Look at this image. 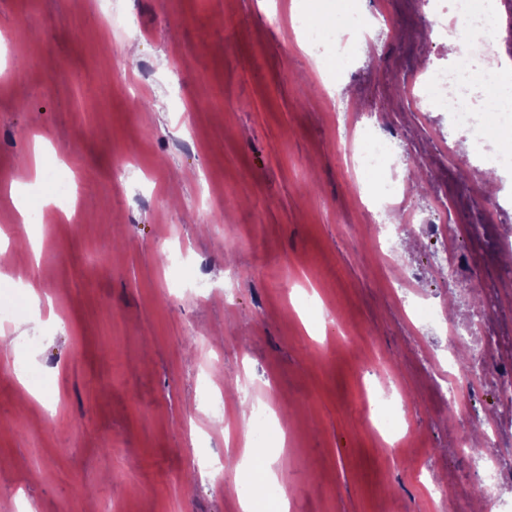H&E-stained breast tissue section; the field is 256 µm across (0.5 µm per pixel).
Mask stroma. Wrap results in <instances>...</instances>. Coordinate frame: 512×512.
Segmentation results:
<instances>
[{
    "label": "stroma",
    "instance_id": "1",
    "mask_svg": "<svg viewBox=\"0 0 512 512\" xmlns=\"http://www.w3.org/2000/svg\"><path fill=\"white\" fill-rule=\"evenodd\" d=\"M323 0H0V33L19 38L0 58V232L36 240L10 247L5 272L33 284L53 321L6 325L0 353V512L27 500L34 512H236L234 467L201 469L222 455L236 402L209 409L206 384L254 382L253 397L292 416L264 448L290 512H448L427 502L417 475L449 467L472 490L483 459L455 452L475 420L501 416L512 458V411L493 385L471 416L449 419L438 386L448 325L469 319L475 286H491L512 251L488 241L467 281L434 274L441 246L393 217L357 211L375 187L350 180L345 117L386 134L397 125L391 162L401 180L417 164L434 179L407 194L427 221H475L478 208L458 170L482 165L464 154L447 122L399 111L407 76L448 54L445 44L354 39L344 73L323 74L329 105L314 85L316 56L293 48L281 17ZM134 52L125 53L126 44ZM444 139L420 156L425 137ZM50 143L32 159L37 135ZM58 168L72 175L69 200L22 224L10 187ZM455 196L453 212L432 196ZM76 211L66 219L65 210ZM426 269L394 301V271L381 259ZM315 291L338 314L327 334L349 331L320 354L295 315ZM435 303L434 328L402 316ZM48 372L56 413L30 402L19 363ZM386 381L400 394L411 443L382 447L350 397Z\"/></svg>",
    "mask_w": 512,
    "mask_h": 512
}]
</instances>
